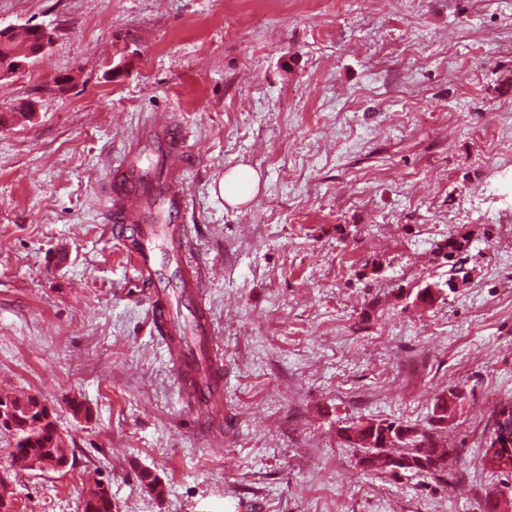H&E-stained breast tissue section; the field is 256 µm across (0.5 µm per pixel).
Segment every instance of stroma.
<instances>
[{"mask_svg": "<svg viewBox=\"0 0 512 512\" xmlns=\"http://www.w3.org/2000/svg\"><path fill=\"white\" fill-rule=\"evenodd\" d=\"M55 33L0 78V393L55 410L66 470L17 471L15 512H483L512 472L480 444L512 399V0H0V26ZM34 100L30 119L14 114ZM183 127L186 198L224 370V431L194 425L127 256L110 174L146 132ZM260 174L247 203L224 174ZM491 237H484V229ZM473 230L465 287L433 253ZM382 263L364 278L362 264ZM378 298L368 322L364 304ZM457 461L361 470L339 426L426 425L437 390ZM92 411L74 419L70 398ZM162 483L147 491L141 471ZM260 181L259 173L248 165H238L224 175V201L237 205L247 200ZM102 482L95 481L82 497V512H112V502L100 491Z\"/></svg>", "mask_w": 512, "mask_h": 512, "instance_id": "obj_1", "label": "stroma"}]
</instances>
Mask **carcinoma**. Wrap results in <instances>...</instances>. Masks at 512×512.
<instances>
[{"instance_id":"carcinoma-1","label":"carcinoma","mask_w":512,"mask_h":512,"mask_svg":"<svg viewBox=\"0 0 512 512\" xmlns=\"http://www.w3.org/2000/svg\"><path fill=\"white\" fill-rule=\"evenodd\" d=\"M39 35L26 26L16 29L11 41L0 48V56L15 54L24 56L32 42ZM472 232L455 230L436 244L435 253L448 263V280L445 285L470 280L473 268L469 266ZM439 284H425L416 289L410 299L414 303L432 305L441 298ZM197 327L176 326L179 340L193 356L192 370L196 379L209 389L208 402L196 406L197 412L207 415L223 407L224 392L215 382L213 362L206 355L201 344V336L185 335ZM450 385L435 396L434 408L428 426H418L405 421L388 419H366L352 422L340 429L339 437L348 447L364 453L365 469L397 475L391 458L397 457L421 462L424 467L414 470L422 476H438L448 473V449L441 441L440 433L448 427L462 404L456 400ZM0 431L12 437L11 456L29 470L34 463L45 458H65L66 448L58 434L56 418L45 414L44 399L38 394H0ZM494 424L497 430H507L512 434V402H503L494 410ZM102 482L95 481L86 489L82 497V512H112V502L100 491Z\"/></svg>"}]
</instances>
